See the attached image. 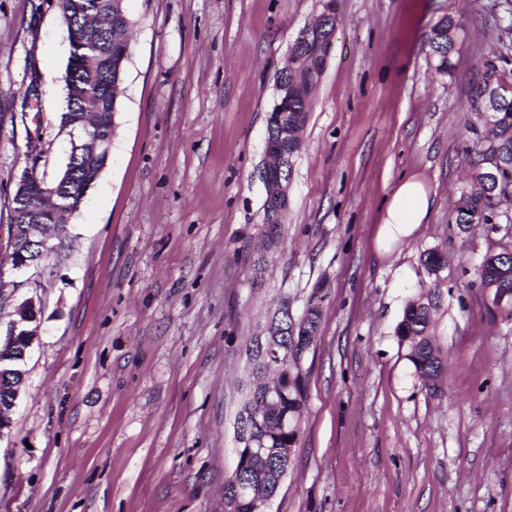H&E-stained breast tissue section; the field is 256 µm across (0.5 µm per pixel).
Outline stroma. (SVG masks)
Wrapping results in <instances>:
<instances>
[{"label":"stroma","instance_id":"obj_1","mask_svg":"<svg viewBox=\"0 0 512 512\" xmlns=\"http://www.w3.org/2000/svg\"><path fill=\"white\" fill-rule=\"evenodd\" d=\"M323 0H125L133 38L106 165L62 238L0 308L34 299L41 328L0 438V512H224L247 339L288 293L323 286L308 400L272 512H512V323L491 321L475 268L512 224L462 233L475 157L464 104L506 56L512 0H336L340 25L289 185L282 245L249 287L263 238V161L277 76ZM464 32L452 73L426 45ZM57 0H0V225L31 154L64 168ZM433 197L414 232L379 237L403 178ZM448 256L428 275L425 250ZM438 287L440 392L395 335ZM461 29L462 22L454 14L443 16L431 28L427 46L437 72L449 74L454 69L452 59L456 52L455 42L458 41Z\"/></svg>","mask_w":512,"mask_h":512}]
</instances>
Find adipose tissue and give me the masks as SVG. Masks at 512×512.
<instances>
[{
    "label": "adipose tissue",
    "instance_id": "ef3b65f1",
    "mask_svg": "<svg viewBox=\"0 0 512 512\" xmlns=\"http://www.w3.org/2000/svg\"><path fill=\"white\" fill-rule=\"evenodd\" d=\"M433 200L425 185L416 177L403 180L387 198L381 223L385 237L395 239L413 233L423 223Z\"/></svg>",
    "mask_w": 512,
    "mask_h": 512
}]
</instances>
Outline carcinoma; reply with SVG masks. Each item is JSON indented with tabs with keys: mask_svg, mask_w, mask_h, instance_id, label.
<instances>
[{
	"mask_svg": "<svg viewBox=\"0 0 512 512\" xmlns=\"http://www.w3.org/2000/svg\"><path fill=\"white\" fill-rule=\"evenodd\" d=\"M66 28L72 19L86 13L93 15L103 32L80 33L79 54L93 60L91 69L63 76L66 111L61 116V129L76 127L84 141L112 139L115 125L110 114L116 112L122 93V80L131 42L133 22L120 0H58ZM462 29L461 20L448 14L431 28L427 39L435 70L448 74L454 69L455 42ZM303 61L288 59L285 78L297 95L288 105H276L266 124V140L271 151L281 157V166L268 172L269 181L288 183L292 162L303 144L300 130L308 121L314 91L323 73L324 46L314 39L294 47ZM477 122L469 132L473 145L498 155L495 167L474 166L468 189L460 194L454 209V221L462 230L473 224H490L498 213L508 208L512 199V91L503 85L497 66L487 61L478 81L473 83L464 104ZM58 196L66 207L56 208L41 197L30 196L12 200V224H64L71 213L83 203L87 188L69 182H57ZM288 215V199L268 196L263 208L264 241L250 261V283L260 290L266 283L270 258L281 243ZM423 264L431 275H438L447 266L446 254L427 250ZM483 294L492 299L486 307L490 318L512 322V249L489 250L477 268ZM288 295L274 299L271 314V336L258 341L250 336L246 348L247 365L240 381L241 399L236 416L249 411H263L261 424L251 419L241 421L238 433L240 466L229 471L224 479V512H250V504L235 497V484L241 480L259 481L265 493L279 491L288 470V449L295 447L301 433V418L308 397L307 372L296 364V358L314 341L321 320L323 296L319 289L309 300L301 316L291 319L287 314ZM437 311L435 290L409 300L396 326L399 345L414 374L429 390H438L445 371V359L433 324ZM273 342L279 354L271 355L265 345Z\"/></svg>",
	"mask_w": 512,
	"mask_h": 512,
	"instance_id": "cac0c4a2",
	"label": "carcinoma"
}]
</instances>
